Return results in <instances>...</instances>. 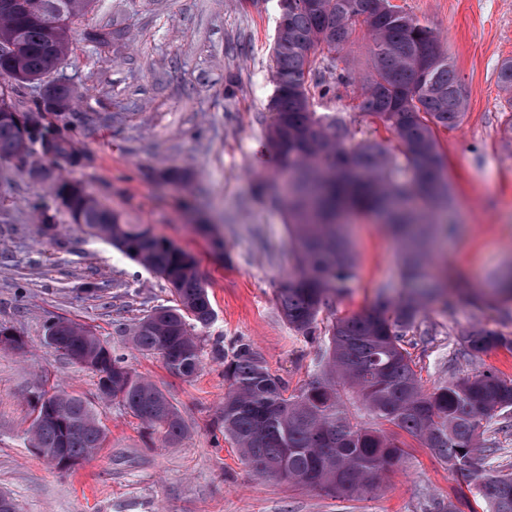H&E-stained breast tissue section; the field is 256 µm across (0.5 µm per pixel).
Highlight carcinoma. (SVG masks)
I'll use <instances>...</instances> for the list:
<instances>
[{
  "label": "carcinoma",
  "mask_w": 512,
  "mask_h": 512,
  "mask_svg": "<svg viewBox=\"0 0 512 512\" xmlns=\"http://www.w3.org/2000/svg\"><path fill=\"white\" fill-rule=\"evenodd\" d=\"M59 14L50 26L40 12L0 7V74L17 85L40 80L67 54L73 26L92 0H44ZM285 25L273 46V95L267 145L280 172H288L283 205L294 244L293 265L279 284L278 305L293 329L314 335L322 307L350 288L357 264L342 219L350 211L373 214L397 238L404 287L421 288L433 261L428 243L448 233L438 220L452 199L445 158L435 136L457 124L466 93L448 52L433 31L390 0H280ZM372 39L371 66L357 80L346 70L334 82L323 79L318 56L343 48L356 24ZM428 63L419 71L422 59ZM360 84V108L376 117L398 143L357 141L342 118L319 115L315 96ZM498 85L512 112V59L501 63ZM67 124L43 121L29 143L0 120V161H8L46 140ZM55 152L85 160L71 133L54 140ZM42 176L52 193L67 192L48 159ZM71 223L83 225L130 259L162 278L172 296L144 315L130 331L135 350L159 358L175 376L190 378L202 366L199 331L214 318L209 293L195 258L142 224L88 196L72 192ZM497 299L512 301V268L500 276ZM426 303L409 294L398 302L379 297L370 309L340 317L328 330L320 373L296 392L270 373L252 345L240 342L224 353L228 392L219 431L245 461L276 481L349 497L373 490L382 473L399 467L404 433L448 469L478 481L490 512H512V473L494 472L489 458L500 452L486 437L512 428V379L494 370L450 378L426 391L420 385L403 337L415 328ZM48 334L66 337L76 364L98 375V391L147 429L173 444L188 432L171 397L133 370L85 326L56 318ZM466 351L512 350V338L485 327L465 338ZM110 381L103 387V378ZM42 408L29 431V445L70 467L92 457L105 441L92 403L63 389L41 391Z\"/></svg>",
  "instance_id": "1"
}]
</instances>
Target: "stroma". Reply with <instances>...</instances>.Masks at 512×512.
Listing matches in <instances>:
<instances>
[{
    "mask_svg": "<svg viewBox=\"0 0 512 512\" xmlns=\"http://www.w3.org/2000/svg\"><path fill=\"white\" fill-rule=\"evenodd\" d=\"M391 2L438 36L467 96L461 122L438 128L436 138L454 195L437 263L468 286L436 296L404 347L427 389L489 368L512 379V352H458L476 327L512 336V306L468 300L492 293L512 260V126L497 82L512 58V0ZM278 18V0H92L49 76L74 91L63 118L88 157L70 178L197 261L215 319L202 333L195 377L172 375L129 340L141 317L167 304V283L70 223L40 175L39 152L0 163V325L26 342L21 353L0 348V491L17 512H437L459 493L471 512H487L472 481L416 443L377 490L332 498L260 474L215 428L226 392L220 351L250 343L294 390L315 377L332 322L402 294L396 241L373 217L353 213L357 277L321 309L315 334L297 333L278 309V286L293 264L287 214L256 198L260 176L282 179L265 149ZM359 104L352 86L315 98L313 108L339 114L356 137L387 138ZM203 224L223 237L227 257L213 251ZM55 317L90 328L165 391L187 435L162 444L118 403L97 401L96 373L48 346ZM58 385L93 400L106 429L102 448L68 471L27 441L34 392Z\"/></svg>",
    "mask_w": 512,
    "mask_h": 512,
    "instance_id": "1",
    "label": "stroma"
}]
</instances>
